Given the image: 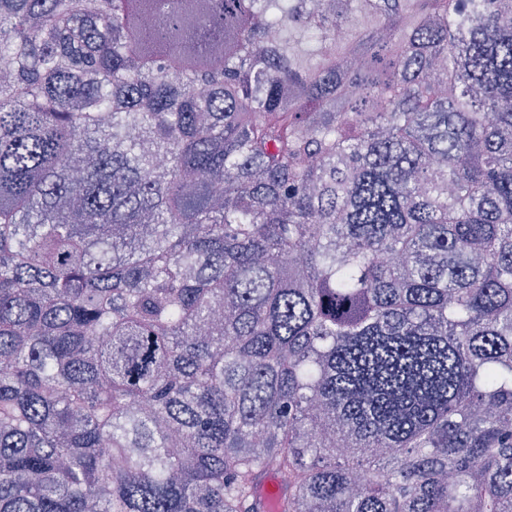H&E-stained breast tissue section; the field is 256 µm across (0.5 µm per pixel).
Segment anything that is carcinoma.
Returning a JSON list of instances; mask_svg holds the SVG:
<instances>
[{"mask_svg":"<svg viewBox=\"0 0 512 512\" xmlns=\"http://www.w3.org/2000/svg\"><path fill=\"white\" fill-rule=\"evenodd\" d=\"M0 512H512V0H0Z\"/></svg>","mask_w":512,"mask_h":512,"instance_id":"obj_1","label":"carcinoma"}]
</instances>
